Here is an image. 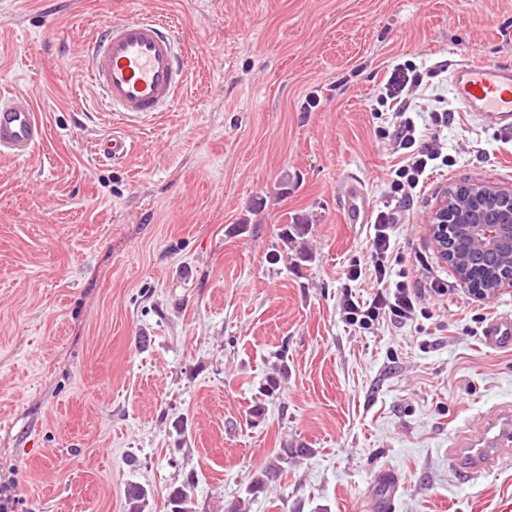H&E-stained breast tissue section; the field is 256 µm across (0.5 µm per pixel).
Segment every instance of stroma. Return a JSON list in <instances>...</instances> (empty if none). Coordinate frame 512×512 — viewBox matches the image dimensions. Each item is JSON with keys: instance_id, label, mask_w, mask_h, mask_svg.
<instances>
[{"instance_id": "obj_1", "label": "stroma", "mask_w": 512, "mask_h": 512, "mask_svg": "<svg viewBox=\"0 0 512 512\" xmlns=\"http://www.w3.org/2000/svg\"><path fill=\"white\" fill-rule=\"evenodd\" d=\"M139 13L177 25L190 79L127 128L84 51ZM408 60L512 65V0H0V92L32 94L46 131L0 158V478L17 512H127L131 484L148 512L182 487L191 512H384L385 470L394 512H494L512 493V462L472 480L448 456L512 408V350L482 336L512 288L476 298L428 226L451 186L512 187V135L456 112L451 167L400 207L403 269L447 296L365 329L341 310L372 293L347 273L373 235L345 223L343 190L383 201L376 98ZM115 131L132 156L96 159ZM301 218L300 259L282 231Z\"/></svg>"}]
</instances>
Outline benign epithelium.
<instances>
[{
	"instance_id": "7a95c632",
	"label": "benign epithelium",
	"mask_w": 512,
	"mask_h": 512,
	"mask_svg": "<svg viewBox=\"0 0 512 512\" xmlns=\"http://www.w3.org/2000/svg\"><path fill=\"white\" fill-rule=\"evenodd\" d=\"M462 228L474 250L501 256L503 268L493 273L495 287L512 285V189L482 183L456 185L442 196L431 214L430 232L442 258L459 279L469 282L468 262L448 251L450 228Z\"/></svg>"
}]
</instances>
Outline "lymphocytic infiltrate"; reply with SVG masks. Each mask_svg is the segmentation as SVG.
<instances>
[{"label":"lymphocytic infiltrate","instance_id":"1","mask_svg":"<svg viewBox=\"0 0 512 512\" xmlns=\"http://www.w3.org/2000/svg\"><path fill=\"white\" fill-rule=\"evenodd\" d=\"M446 70V65L439 62L428 67L410 61L396 64L377 96L379 107L392 115L383 137L394 162L390 168L389 201L378 209L372 224L371 266L366 269L356 265L348 272L352 281L372 274L375 288L365 300L345 295L342 308L350 325L413 321L429 294L446 293L445 286L437 282L425 288L405 279L394 280L401 256L392 238L395 203L408 200L413 190L423 186L426 171L442 157L441 133L455 117L447 99L430 91L433 78Z\"/></svg>","mask_w":512,"mask_h":512}]
</instances>
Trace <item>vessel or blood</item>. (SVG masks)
I'll list each match as a JSON object with an SVG mask.
<instances>
[{
  "mask_svg": "<svg viewBox=\"0 0 512 512\" xmlns=\"http://www.w3.org/2000/svg\"><path fill=\"white\" fill-rule=\"evenodd\" d=\"M177 33L163 20L126 17L105 25L87 49V80L107 111L123 124H140L156 113L170 111L187 74V58L179 52ZM454 99L466 111L507 133L512 131V67L485 61H468L449 74ZM45 127L34 99L26 93H0V156L27 157L43 140ZM135 150L127 136L115 133L96 139L93 153L121 161ZM345 219L366 223L369 205L359 182L348 185ZM487 346L512 349V316L490 320L482 331ZM512 453V411L489 418L481 431L456 444L450 457L467 477L494 469Z\"/></svg>",
  "mask_w": 512,
  "mask_h": 512,
  "instance_id": "b4317fda",
  "label": "vessel or blood"
}]
</instances>
